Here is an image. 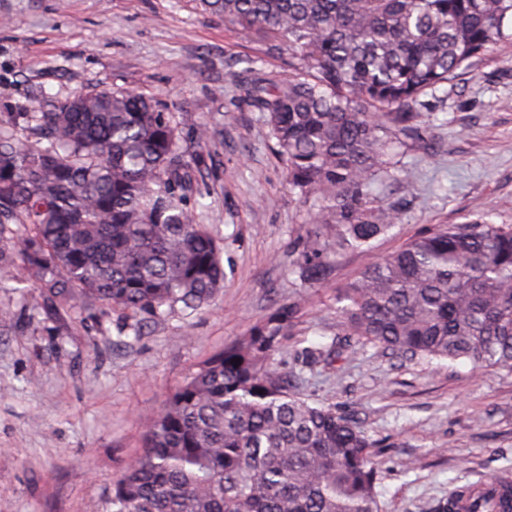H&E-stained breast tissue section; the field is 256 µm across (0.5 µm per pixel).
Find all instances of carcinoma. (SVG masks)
<instances>
[{
    "instance_id": "carcinoma-1",
    "label": "carcinoma",
    "mask_w": 512,
    "mask_h": 512,
    "mask_svg": "<svg viewBox=\"0 0 512 512\" xmlns=\"http://www.w3.org/2000/svg\"><path fill=\"white\" fill-rule=\"evenodd\" d=\"M232 27L288 47V77L259 79L288 181L313 224L300 256L315 282L334 251L368 253L414 194L400 156L422 142V97L512 40V0H202ZM196 157L167 113L133 91L78 94L0 118V271L19 260L54 304L196 310L223 286L222 248L197 222ZM336 340L405 361L512 370V225H443L370 263L339 291ZM301 301L201 361L142 425L106 512H380L361 423L298 396L274 362ZM240 363H235V359ZM468 512H494L480 492Z\"/></svg>"
}]
</instances>
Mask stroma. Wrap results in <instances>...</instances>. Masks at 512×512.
<instances>
[{"mask_svg": "<svg viewBox=\"0 0 512 512\" xmlns=\"http://www.w3.org/2000/svg\"><path fill=\"white\" fill-rule=\"evenodd\" d=\"M225 25L199 0H0V115L38 112L104 87L170 113L187 145L208 124L194 191L222 246L224 286L200 309L153 318L107 305L59 308L15 266L0 288V512H105L140 446V421L198 363L301 300L273 359L301 397L357 418L377 443L381 512H437L465 485L512 481V371L466 360L401 364L356 344L330 364L305 347L336 335V293L369 259L444 224H512V43L426 96V141L405 149L416 191L388 184L403 220L365 256L331 257L324 280L299 276L309 226L265 113L249 102L288 56Z\"/></svg>", "mask_w": 512, "mask_h": 512, "instance_id": "1", "label": "stroma"}]
</instances>
